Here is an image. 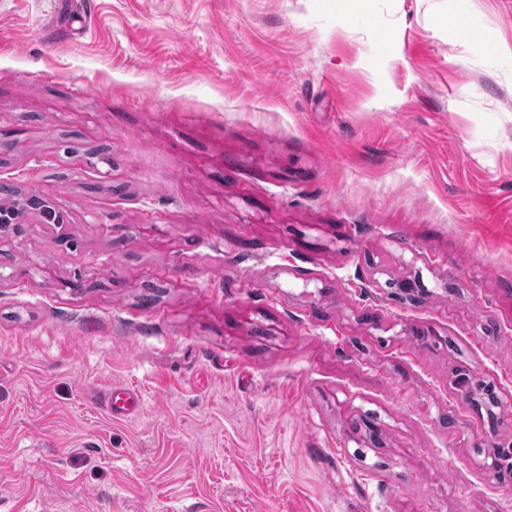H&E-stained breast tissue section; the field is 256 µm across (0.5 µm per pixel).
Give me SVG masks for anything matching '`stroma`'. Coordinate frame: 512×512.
Listing matches in <instances>:
<instances>
[{"instance_id": "1", "label": "stroma", "mask_w": 512, "mask_h": 512, "mask_svg": "<svg viewBox=\"0 0 512 512\" xmlns=\"http://www.w3.org/2000/svg\"><path fill=\"white\" fill-rule=\"evenodd\" d=\"M0 139V512H512V0H0Z\"/></svg>"}]
</instances>
